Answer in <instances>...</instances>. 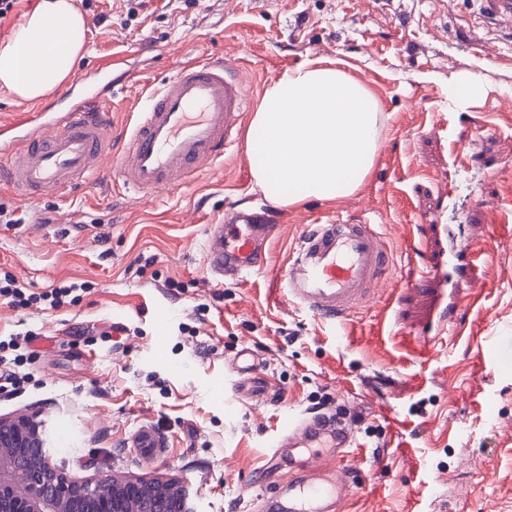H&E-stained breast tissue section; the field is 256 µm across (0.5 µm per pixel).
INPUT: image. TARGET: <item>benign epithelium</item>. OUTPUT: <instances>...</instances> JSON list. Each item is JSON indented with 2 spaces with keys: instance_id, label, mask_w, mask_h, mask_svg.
<instances>
[{
  "instance_id": "7a95c632",
  "label": "benign epithelium",
  "mask_w": 512,
  "mask_h": 512,
  "mask_svg": "<svg viewBox=\"0 0 512 512\" xmlns=\"http://www.w3.org/2000/svg\"><path fill=\"white\" fill-rule=\"evenodd\" d=\"M0 512H190L175 476L76 478L58 469L33 412L0 417Z\"/></svg>"
}]
</instances>
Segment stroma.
<instances>
[{
  "label": "stroma",
  "instance_id": "obj_1",
  "mask_svg": "<svg viewBox=\"0 0 512 512\" xmlns=\"http://www.w3.org/2000/svg\"><path fill=\"white\" fill-rule=\"evenodd\" d=\"M84 56L49 93L111 83L116 129L180 62L220 55L253 102L311 61L364 84L380 107L375 164L351 195L282 206L256 185L246 143L192 186L151 197L90 178L30 202L0 188V276L37 302L0 299V415L39 411L66 473L178 476L195 512H262L255 469L284 486L312 466L274 458L290 419L336 414L355 429L346 465L356 493L341 512H512V28L476 0H79ZM494 45L487 53L486 45ZM122 58L104 76L97 61ZM467 71L486 97L457 108L448 81ZM263 206L280 226L259 272L215 286L205 245L226 207ZM368 222L394 275L342 322L288 301L277 277L305 225ZM470 237L489 277L436 282L433 224ZM73 286L69 302L41 298ZM447 333L423 332L438 301ZM284 395L271 406L238 389L234 355ZM151 433L156 448H139Z\"/></svg>",
  "mask_w": 512,
  "mask_h": 512
}]
</instances>
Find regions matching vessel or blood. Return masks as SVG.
<instances>
[{
	"label": "vessel or blood",
	"mask_w": 512,
	"mask_h": 512,
	"mask_svg": "<svg viewBox=\"0 0 512 512\" xmlns=\"http://www.w3.org/2000/svg\"><path fill=\"white\" fill-rule=\"evenodd\" d=\"M108 90L70 99L56 121L45 109L21 113L0 124V185L30 201L63 195L84 179L117 177L141 195L164 186L196 181L236 147L249 108L241 69L226 58L205 56L181 62L174 75L152 90L120 152L112 150ZM112 167H105V159ZM278 226L268 212L239 208L224 216L208 239L206 255L216 277H241L260 270ZM393 268V259L370 224L333 220L308 228L278 280L289 300L315 318L334 323L366 302ZM356 445L355 431L329 415L289 424L276 453L310 449L336 458L337 467L304 472L288 485L285 512H335L351 494L354 477L343 462Z\"/></svg>",
	"instance_id": "1"
}]
</instances>
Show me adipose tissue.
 Instances as JSON below:
<instances>
[{
	"mask_svg": "<svg viewBox=\"0 0 512 512\" xmlns=\"http://www.w3.org/2000/svg\"><path fill=\"white\" fill-rule=\"evenodd\" d=\"M86 41L73 0H40L0 47V89L40 98L70 74ZM248 157L257 186L283 205L344 197L371 172L379 105L362 83L312 61L285 71L264 91Z\"/></svg>",
	"mask_w": 512,
	"mask_h": 512,
	"instance_id": "ef3b65f1",
	"label": "adipose tissue"
}]
</instances>
